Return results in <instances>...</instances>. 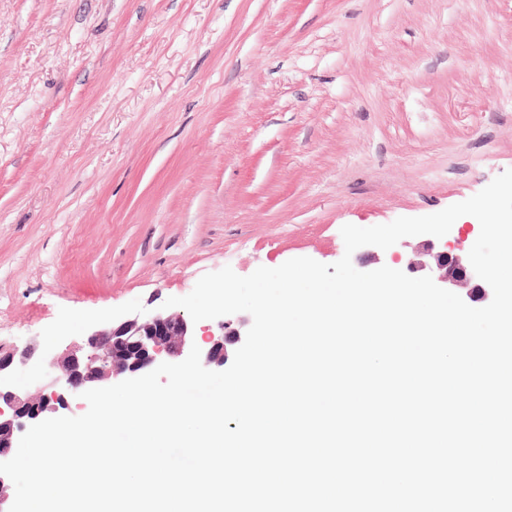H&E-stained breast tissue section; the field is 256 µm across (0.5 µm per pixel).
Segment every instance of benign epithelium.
Wrapping results in <instances>:
<instances>
[{"mask_svg":"<svg viewBox=\"0 0 512 512\" xmlns=\"http://www.w3.org/2000/svg\"><path fill=\"white\" fill-rule=\"evenodd\" d=\"M406 268L423 272L441 288H459L472 301L488 297L484 284L460 252L436 251L429 241L419 243L405 259ZM241 342V331L230 320L217 324L207 346L200 348L205 368L222 367L228 361V346ZM192 334L183 315L148 312L117 326L95 327L81 345H70L49 359L52 379L29 392L10 385V375L29 364L36 354L30 344L0 352V462L9 460L17 436L50 414H62L81 393L100 388L120 375L132 376L163 361L188 356Z\"/></svg>","mask_w":512,"mask_h":512,"instance_id":"obj_1","label":"benign epithelium"}]
</instances>
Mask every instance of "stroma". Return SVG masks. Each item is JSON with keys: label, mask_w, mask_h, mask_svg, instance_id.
I'll return each instance as SVG.
<instances>
[{"label": "stroma", "mask_w": 512, "mask_h": 512, "mask_svg": "<svg viewBox=\"0 0 512 512\" xmlns=\"http://www.w3.org/2000/svg\"><path fill=\"white\" fill-rule=\"evenodd\" d=\"M512 169V0H0V349Z\"/></svg>", "instance_id": "stroma-1"}]
</instances>
